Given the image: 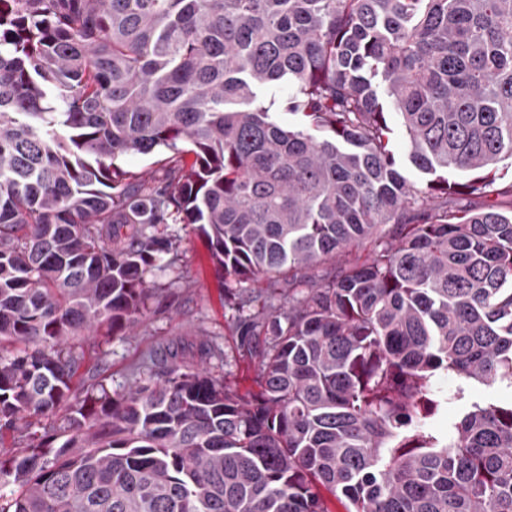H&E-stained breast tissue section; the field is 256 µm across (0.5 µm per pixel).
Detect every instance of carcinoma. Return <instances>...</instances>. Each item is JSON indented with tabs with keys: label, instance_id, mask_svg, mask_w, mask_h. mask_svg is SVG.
<instances>
[{
	"label": "carcinoma",
	"instance_id": "cac0c4a2",
	"mask_svg": "<svg viewBox=\"0 0 512 512\" xmlns=\"http://www.w3.org/2000/svg\"><path fill=\"white\" fill-rule=\"evenodd\" d=\"M507 158L512 0H0V512H512V399L470 400L512 391ZM161 224L205 238L249 397L208 338L73 389ZM172 153L166 148L158 149L153 155L149 156H125L121 157L117 164L125 171L134 173L157 171L166 162L165 160L170 157Z\"/></svg>",
	"mask_w": 512,
	"mask_h": 512
}]
</instances>
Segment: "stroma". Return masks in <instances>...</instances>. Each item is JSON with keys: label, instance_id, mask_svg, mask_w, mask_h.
Here are the masks:
<instances>
[{"label": "stroma", "instance_id": "1", "mask_svg": "<svg viewBox=\"0 0 512 512\" xmlns=\"http://www.w3.org/2000/svg\"><path fill=\"white\" fill-rule=\"evenodd\" d=\"M163 231L176 240L178 257L172 267L154 272L157 289L145 317L133 335L88 349L74 385L99 375L112 388H122L132 371L149 364L152 356L168 347L191 354L196 336L204 334L223 351L222 358L210 363L213 374L249 396L255 390L256 363L238 351L233 313L224 306L203 239L189 224H167Z\"/></svg>", "mask_w": 512, "mask_h": 512}]
</instances>
